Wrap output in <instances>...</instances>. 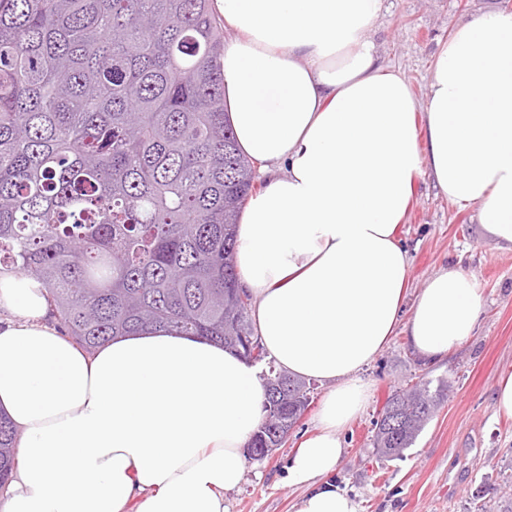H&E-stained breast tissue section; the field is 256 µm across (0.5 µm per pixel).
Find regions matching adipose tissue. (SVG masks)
<instances>
[{"instance_id":"obj_1","label":"adipose tissue","mask_w":512,"mask_h":512,"mask_svg":"<svg viewBox=\"0 0 512 512\" xmlns=\"http://www.w3.org/2000/svg\"><path fill=\"white\" fill-rule=\"evenodd\" d=\"M382 0H211L224 108L269 179L239 216L235 265L257 336L285 373L331 383L286 468L292 512H360L334 476L366 407L362 369L403 334L437 363L475 333L482 295L440 267L402 318L399 236L422 174L512 246V12L457 26L425 101L378 59ZM256 365L178 331L86 350L44 283L0 272V411L17 460L0 512H228L265 416Z\"/></svg>"}]
</instances>
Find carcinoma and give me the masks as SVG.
I'll use <instances>...</instances> for the list:
<instances>
[{"instance_id":"1","label":"carcinoma","mask_w":512,"mask_h":512,"mask_svg":"<svg viewBox=\"0 0 512 512\" xmlns=\"http://www.w3.org/2000/svg\"><path fill=\"white\" fill-rule=\"evenodd\" d=\"M210 0H0V266L39 277L93 349L146 328L205 337L262 371L249 448H279L310 404L267 360L234 262L256 190L224 112ZM394 392L373 447L399 459L445 390ZM16 431L0 417V485Z\"/></svg>"}]
</instances>
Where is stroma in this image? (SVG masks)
Instances as JSON below:
<instances>
[{
    "label": "stroma",
    "instance_id": "35a3bbf8",
    "mask_svg": "<svg viewBox=\"0 0 512 512\" xmlns=\"http://www.w3.org/2000/svg\"><path fill=\"white\" fill-rule=\"evenodd\" d=\"M505 0H383L369 36L383 66L403 75L425 100L434 58L453 29ZM401 237L410 257V290L418 292L442 265L472 274L483 299L471 339L446 361L424 363L404 337H393L361 373L371 385L362 414L341 432L339 485L361 512H507L512 506V419L496 416L495 387L512 373V250L483 230L479 208L458 206L429 176L414 190ZM446 381L447 396L403 459H378L373 422L392 392L419 377ZM330 385H313L311 402L285 444L245 462V479L224 495L228 512H290L298 492L284 481L299 440L312 431Z\"/></svg>",
    "mask_w": 512,
    "mask_h": 512
}]
</instances>
